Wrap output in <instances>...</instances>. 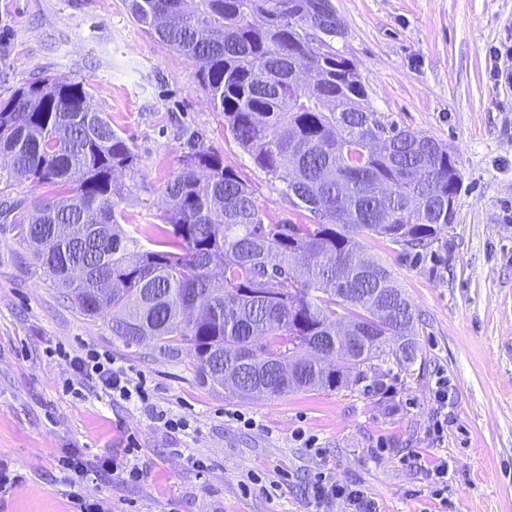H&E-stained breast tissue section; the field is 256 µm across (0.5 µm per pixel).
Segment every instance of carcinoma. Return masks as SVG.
<instances>
[{
    "label": "carcinoma",
    "mask_w": 512,
    "mask_h": 512,
    "mask_svg": "<svg viewBox=\"0 0 512 512\" xmlns=\"http://www.w3.org/2000/svg\"><path fill=\"white\" fill-rule=\"evenodd\" d=\"M128 9L196 64L224 137L317 222H274L221 155L197 149L166 182L161 223H135L114 176L139 172L138 154L90 106L83 81L39 78L0 107V185L27 179L58 197L32 211L6 203L0 219L38 243L50 285L85 317L112 312V335L129 346L187 350L202 383L239 398L339 388L330 354L350 353L358 367L388 354L413 364L419 313L364 241L408 254L447 228L442 145L394 127L385 149L366 150L382 123L355 65L304 38L314 0H128ZM383 297L401 323L377 328L398 337L389 352L383 339L355 344Z\"/></svg>",
    "instance_id": "cac0c4a2"
}]
</instances>
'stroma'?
<instances>
[{
	"label": "stroma",
	"mask_w": 512,
	"mask_h": 512,
	"mask_svg": "<svg viewBox=\"0 0 512 512\" xmlns=\"http://www.w3.org/2000/svg\"><path fill=\"white\" fill-rule=\"evenodd\" d=\"M333 4L344 21L333 46L354 63L382 124L434 138L462 177L453 223L421 258L368 248L422 316L416 362L378 363L373 378L333 391L243 401L202 384L188 353L125 345L108 315H81L0 224V460L24 478L0 512H68L58 460L74 450L139 470L135 481L120 471L86 479V495L114 512H323L310 495L321 475L364 491L377 512H512V0ZM196 70L139 26L126 0H0V105L38 77L83 80L141 158L123 202L140 223H158L162 187L194 146L221 154L274 220L311 223L281 182L225 140ZM89 351L146 378L190 434L99 397L69 366ZM67 380L79 394L64 390ZM235 410L252 426L231 420ZM251 474L277 489L243 490Z\"/></svg>",
	"instance_id": "obj_1"
}]
</instances>
